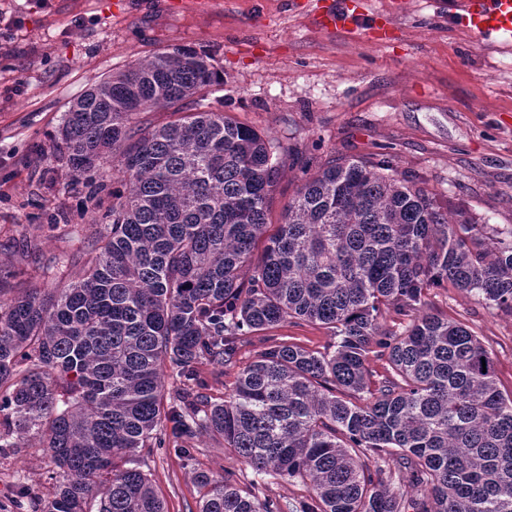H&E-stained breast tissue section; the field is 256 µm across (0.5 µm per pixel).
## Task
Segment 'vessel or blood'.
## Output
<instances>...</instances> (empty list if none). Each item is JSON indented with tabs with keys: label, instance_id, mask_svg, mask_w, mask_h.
<instances>
[{
	"label": "vessel or blood",
	"instance_id": "vessel-or-blood-1",
	"mask_svg": "<svg viewBox=\"0 0 512 512\" xmlns=\"http://www.w3.org/2000/svg\"><path fill=\"white\" fill-rule=\"evenodd\" d=\"M167 13L203 14L212 10L216 0H159ZM448 18L460 30L479 36L492 49L512 46V0H450ZM312 17L323 29L349 36L370 33L378 41L392 37L389 27L369 19L362 0H336L335 8L314 7Z\"/></svg>",
	"mask_w": 512,
	"mask_h": 512
}]
</instances>
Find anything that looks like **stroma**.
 <instances>
[{"mask_svg": "<svg viewBox=\"0 0 512 512\" xmlns=\"http://www.w3.org/2000/svg\"><path fill=\"white\" fill-rule=\"evenodd\" d=\"M392 19L393 39L321 30L302 0H224L208 15H162L156 0H128L123 19L97 0H0V268L18 270L0 292L10 299L72 280L101 221L87 198L118 176L72 184L52 134L90 85L169 44L210 54L223 79L208 108L223 110L278 147L280 173L270 220L280 223L297 188L330 158L394 155L399 171L421 176L440 200L453 199L492 224L512 225V48L491 50L448 22V0H364ZM432 302L466 322L491 352L502 392L512 393V317L493 314L454 288ZM275 338L334 351L336 339L302 322ZM142 468L165 512H198L197 472L232 474L259 496L298 502L302 483L260 478L230 449L205 438L192 457L141 451ZM55 466L33 448L0 450V507L20 493L46 497Z\"/></svg>", "mask_w": 512, "mask_h": 512, "instance_id": "35a3bbf8", "label": "stroma"}]
</instances>
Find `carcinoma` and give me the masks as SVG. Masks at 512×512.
Listing matches in <instances>:
<instances>
[{"label":"carcinoma","mask_w":512,"mask_h":512,"mask_svg":"<svg viewBox=\"0 0 512 512\" xmlns=\"http://www.w3.org/2000/svg\"><path fill=\"white\" fill-rule=\"evenodd\" d=\"M218 78L206 53L171 45L64 112L70 180L114 152L121 179L89 196L105 227L91 228L77 279L0 305V449L27 444L57 468L49 496L14 512H86L90 499L165 512L137 452L188 456L201 437L309 496L262 499L200 472L199 512H401L403 493L371 467L390 456L420 492L414 512H512V394L472 327L431 303L450 286L512 317V225L437 200L381 154L325 163L269 235L279 155L199 109ZM143 112L172 120L144 126ZM294 319L335 350L275 342L211 400L199 365H231L242 337ZM372 352L387 365L376 382ZM167 366L180 381L168 398Z\"/></svg>","instance_id":"1"}]
</instances>
